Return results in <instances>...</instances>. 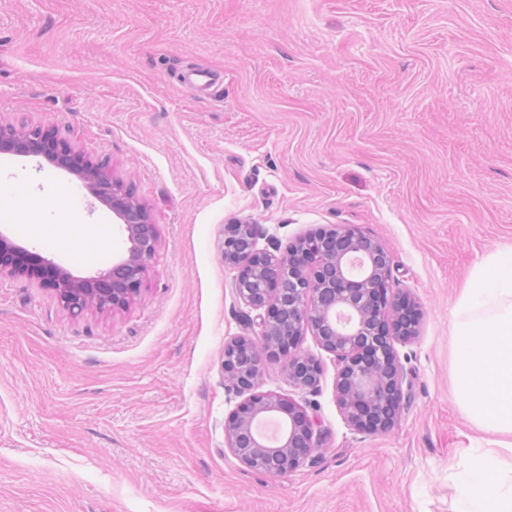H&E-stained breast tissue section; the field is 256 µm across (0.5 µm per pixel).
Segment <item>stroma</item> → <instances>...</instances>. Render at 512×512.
Listing matches in <instances>:
<instances>
[{
	"label": "stroma",
	"mask_w": 512,
	"mask_h": 512,
	"mask_svg": "<svg viewBox=\"0 0 512 512\" xmlns=\"http://www.w3.org/2000/svg\"><path fill=\"white\" fill-rule=\"evenodd\" d=\"M224 76L197 97L180 72ZM54 128L133 186L160 247L123 310L71 316L0 279V512H450L491 437L454 383L451 323L476 265L512 249V0H0V121ZM354 225L422 313L399 350L411 401L381 435L308 399L321 452L268 476L227 449L242 396L224 344L256 336L222 258ZM84 225L88 249L65 232ZM0 233L77 277L125 254L81 181L0 154Z\"/></svg>",
	"instance_id": "obj_1"
}]
</instances>
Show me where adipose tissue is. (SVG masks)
Masks as SVG:
<instances>
[{"instance_id":"1","label":"adipose tissue","mask_w":512,"mask_h":512,"mask_svg":"<svg viewBox=\"0 0 512 512\" xmlns=\"http://www.w3.org/2000/svg\"><path fill=\"white\" fill-rule=\"evenodd\" d=\"M452 335L454 377L466 412L498 434L497 450L474 456L463 481L451 485L452 512H512V250L477 264L459 300Z\"/></svg>"}]
</instances>
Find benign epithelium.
Returning <instances> with one entry per match:
<instances>
[{
    "mask_svg": "<svg viewBox=\"0 0 512 512\" xmlns=\"http://www.w3.org/2000/svg\"><path fill=\"white\" fill-rule=\"evenodd\" d=\"M0 153L42 158L83 182L122 223L125 256L112 268L86 278L40 258L44 278L26 250L0 235V278L27 276L51 290L73 316L93 308H127L146 280L160 245L157 225L139 202L106 170L54 128L0 122ZM255 224L224 225V263L236 266V298L263 310L257 337L236 336L224 344V378L245 398L224 420L225 443L246 467L275 476L297 469L320 451L319 424L309 406L293 397L257 390L262 368L281 363L289 383L314 392L321 361L301 350L306 335L336 361V403L353 430L391 431L409 397L398 347L418 335L420 310L390 288V251L375 237L349 225L297 239L278 254L257 248Z\"/></svg>",
    "mask_w": 512,
    "mask_h": 512,
    "instance_id": "1",
    "label": "benign epithelium"
}]
</instances>
